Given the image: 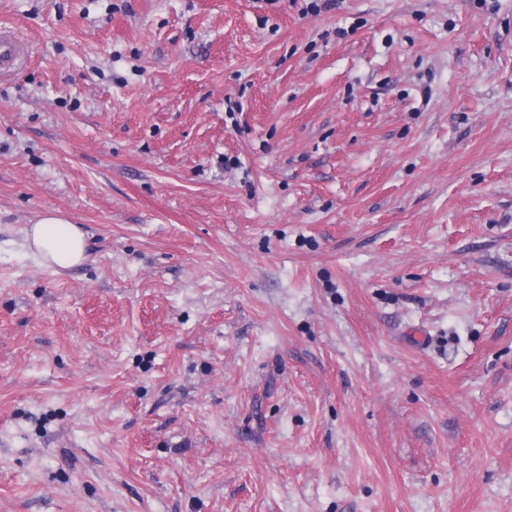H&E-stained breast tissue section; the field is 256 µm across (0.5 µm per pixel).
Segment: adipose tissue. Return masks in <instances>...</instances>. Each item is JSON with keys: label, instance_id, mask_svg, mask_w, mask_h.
Segmentation results:
<instances>
[{"label": "adipose tissue", "instance_id": "adipose-tissue-1", "mask_svg": "<svg viewBox=\"0 0 512 512\" xmlns=\"http://www.w3.org/2000/svg\"><path fill=\"white\" fill-rule=\"evenodd\" d=\"M29 250L49 268L68 269L85 258L84 234L59 212L41 214L26 231Z\"/></svg>", "mask_w": 512, "mask_h": 512}]
</instances>
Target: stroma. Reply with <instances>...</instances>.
I'll return each instance as SVG.
<instances>
[{
	"label": "stroma",
	"instance_id": "obj_1",
	"mask_svg": "<svg viewBox=\"0 0 512 512\" xmlns=\"http://www.w3.org/2000/svg\"><path fill=\"white\" fill-rule=\"evenodd\" d=\"M318 2L0 0V512H512V0ZM25 58V49L22 43L13 35L3 33L0 36V64L2 74L18 61ZM26 241L29 250L54 271L86 259L84 233L56 211L41 214L26 230Z\"/></svg>",
	"mask_w": 512,
	"mask_h": 512
}]
</instances>
